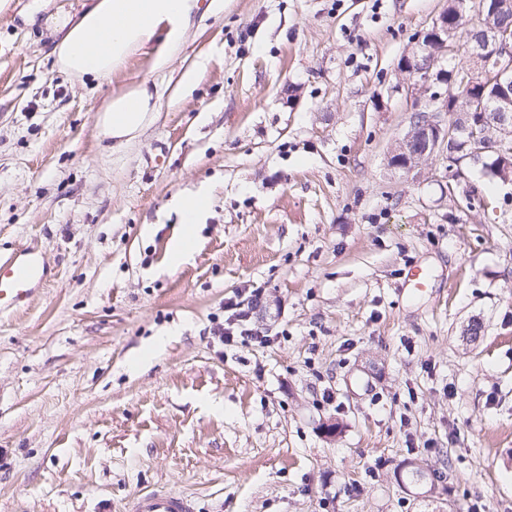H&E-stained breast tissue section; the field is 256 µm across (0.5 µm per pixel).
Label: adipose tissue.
I'll return each mask as SVG.
<instances>
[{"instance_id": "ef3b65f1", "label": "adipose tissue", "mask_w": 512, "mask_h": 512, "mask_svg": "<svg viewBox=\"0 0 512 512\" xmlns=\"http://www.w3.org/2000/svg\"><path fill=\"white\" fill-rule=\"evenodd\" d=\"M199 8L200 0H95L75 25L57 21V29L65 33L56 48L58 64L66 74L101 86L130 55L153 42L157 48L152 68L165 70ZM159 99L145 82L111 95L99 118L103 137L119 146L136 136L157 111ZM206 207L202 195L179 200L183 227L171 245L173 264L191 253L196 224Z\"/></svg>"}]
</instances>
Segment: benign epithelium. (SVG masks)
<instances>
[{
    "label": "benign epithelium",
    "mask_w": 512,
    "mask_h": 512,
    "mask_svg": "<svg viewBox=\"0 0 512 512\" xmlns=\"http://www.w3.org/2000/svg\"><path fill=\"white\" fill-rule=\"evenodd\" d=\"M466 10L465 0H457L456 12H444L433 22L413 58L402 68L410 72L413 83L410 94L424 99L418 108L422 120L411 121L410 128L390 158L394 168L413 170L427 158L444 151L445 146L471 138L486 124V113H495V123L503 130L512 129V41L496 27H486L470 40L466 49L464 83L472 90L466 107L460 109L449 101V93L437 87L442 84L444 69L438 67L442 55L455 52L458 21ZM486 150L470 148L448 153V179L458 180L463 158L478 162Z\"/></svg>",
    "instance_id": "7a95c632"
}]
</instances>
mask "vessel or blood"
<instances>
[{
    "instance_id": "obj_1",
    "label": "vessel or blood",
    "mask_w": 512,
    "mask_h": 512,
    "mask_svg": "<svg viewBox=\"0 0 512 512\" xmlns=\"http://www.w3.org/2000/svg\"><path fill=\"white\" fill-rule=\"evenodd\" d=\"M44 277L45 263L37 250L15 258L0 257V313L27 307ZM125 512H194V503L179 492H150L134 498Z\"/></svg>"
}]
</instances>
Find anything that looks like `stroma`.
<instances>
[{"mask_svg": "<svg viewBox=\"0 0 512 512\" xmlns=\"http://www.w3.org/2000/svg\"><path fill=\"white\" fill-rule=\"evenodd\" d=\"M91 2L0 9V256L48 267L0 315V512L150 491L195 512H512V185L467 159L449 183L444 153L388 164L413 114L400 62L448 0H222L167 69L148 45L100 89L49 34ZM145 80L159 109L113 148L98 109ZM199 190L170 267L173 201ZM413 264L431 279L410 294ZM256 287L269 343L215 341ZM410 461L430 492L399 482ZM207 207V199L203 195L183 197L178 208L183 219L181 234L171 245V259L174 265L180 264L193 249L195 229Z\"/></svg>", "mask_w": 512, "mask_h": 512, "instance_id": "stroma-1", "label": "stroma"}]
</instances>
